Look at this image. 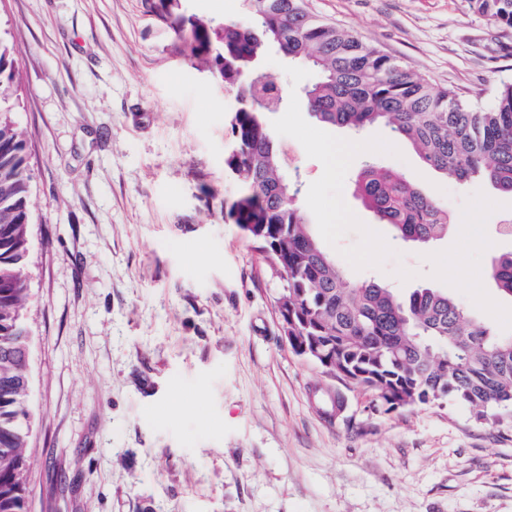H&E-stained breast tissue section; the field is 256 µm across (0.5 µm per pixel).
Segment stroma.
Here are the masks:
<instances>
[{
    "label": "stroma",
    "instance_id": "stroma-1",
    "mask_svg": "<svg viewBox=\"0 0 512 512\" xmlns=\"http://www.w3.org/2000/svg\"><path fill=\"white\" fill-rule=\"evenodd\" d=\"M182 4L249 22L243 0ZM158 5L0 0L31 175L29 512H512V414L387 413L286 343L282 281L228 216L234 95ZM305 5L433 86L488 104L512 82V29L467 0ZM259 72L284 95L266 115L283 171L346 281L434 288L512 336V298L488 275L512 251L495 230L512 195L439 176L385 128L319 122L304 63L273 49ZM336 140L354 149L333 167ZM368 160L446 208L447 236L420 245L378 223L355 194Z\"/></svg>",
    "mask_w": 512,
    "mask_h": 512
}]
</instances>
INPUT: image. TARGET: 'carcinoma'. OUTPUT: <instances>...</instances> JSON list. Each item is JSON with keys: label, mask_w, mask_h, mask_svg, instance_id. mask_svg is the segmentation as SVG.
Instances as JSON below:
<instances>
[{"label": "carcinoma", "mask_w": 512, "mask_h": 512, "mask_svg": "<svg viewBox=\"0 0 512 512\" xmlns=\"http://www.w3.org/2000/svg\"><path fill=\"white\" fill-rule=\"evenodd\" d=\"M491 24L512 28V0H468ZM249 24H210L177 16L190 57L217 70L240 106L232 118L237 151L224 166L238 183L228 215L251 238L273 242L272 265L288 275L285 304L298 355L317 346L319 364L359 377L363 389L393 411L457 404L478 419L512 408V337L498 336L466 308L432 288L405 296L377 283L348 286L313 236L297 205L299 180H288L264 112L281 104L275 83L257 74L269 47L318 73L304 89L308 109L323 123L359 133L382 126L409 143L431 169L465 184L489 181L512 195V84L494 92L491 106L436 89L351 30L311 15L303 0H246ZM21 84L18 50L0 31V350L25 340L8 333L23 323L32 222L28 143L14 119ZM356 193L381 224L404 241L429 244L448 234V212L405 175L364 163ZM512 296V252L489 270ZM27 374L19 360L0 359V512H27L29 426Z\"/></svg>", "instance_id": "carcinoma-1"}]
</instances>
